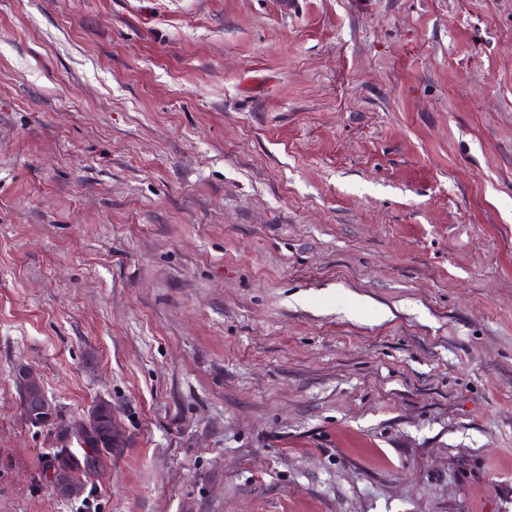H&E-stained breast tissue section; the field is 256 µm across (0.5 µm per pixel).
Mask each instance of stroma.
Wrapping results in <instances>:
<instances>
[{
    "label": "stroma",
    "mask_w": 512,
    "mask_h": 512,
    "mask_svg": "<svg viewBox=\"0 0 512 512\" xmlns=\"http://www.w3.org/2000/svg\"><path fill=\"white\" fill-rule=\"evenodd\" d=\"M0 512H512V0H0ZM13 376L25 421L37 427L48 425L54 418V405L32 369L18 362ZM87 426V423H80L78 425V428H77V431L78 433L83 437L84 439V442L86 444L87 447L89 448H86L87 449V457L85 458L87 460V462L93 466L94 463H95V454L100 451V450H112V444H114L115 442H117V439H118V434H117V430L114 429V425L112 424V411H111V421L110 423H107L106 425H104V430L107 432V436L105 438V442L111 447V448H105L103 446H101V443H96L95 441H88L86 440V437H85V428ZM71 455L66 451L55 455L49 463V485L54 494L61 497H73L81 491L79 482L75 479L74 464L70 461ZM69 460L68 463L61 461Z\"/></svg>",
    "instance_id": "1"
}]
</instances>
